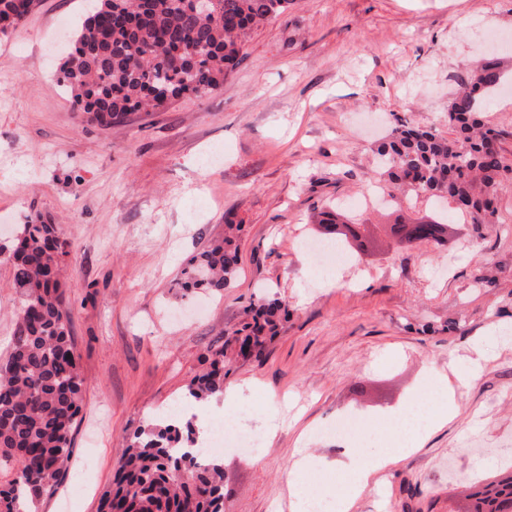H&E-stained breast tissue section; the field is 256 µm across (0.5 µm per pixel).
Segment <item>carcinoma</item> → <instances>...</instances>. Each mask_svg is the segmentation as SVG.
I'll list each match as a JSON object with an SVG mask.
<instances>
[{
  "label": "carcinoma",
  "instance_id": "1",
  "mask_svg": "<svg viewBox=\"0 0 512 512\" xmlns=\"http://www.w3.org/2000/svg\"><path fill=\"white\" fill-rule=\"evenodd\" d=\"M292 0H212L209 12L193 0H97L82 21L62 63L61 81L87 115L110 127L135 110L151 112L191 94L219 89L238 60L253 27L288 10ZM37 0H0V22L21 24ZM508 81L497 60L483 62L459 81L448 105V136L398 122L377 147L381 177L430 197L462 203L475 224H497L496 192L508 161L494 147L499 131L485 121L480 104ZM324 233L362 256L365 247L353 227L330 211L320 213ZM448 224H402L401 246L423 240L441 245ZM55 224L32 219L19 225L9 259L19 295L15 329L0 362V512H36L40 499L60 483L70 456L80 410L83 379L70 334L71 312L60 291L62 257L67 254ZM239 263L229 238L194 255L182 288L224 289ZM288 307L261 299L213 351L209 366L195 376V399L224 393V349L259 357ZM194 422L156 425L124 448L113 486L100 512H224L221 464L197 461ZM473 512H512V476L470 493Z\"/></svg>",
  "mask_w": 512,
  "mask_h": 512
}]
</instances>
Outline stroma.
I'll return each instance as SVG.
<instances>
[{
    "label": "stroma",
    "instance_id": "obj_1",
    "mask_svg": "<svg viewBox=\"0 0 512 512\" xmlns=\"http://www.w3.org/2000/svg\"><path fill=\"white\" fill-rule=\"evenodd\" d=\"M88 4L38 0L0 35V245L34 217L67 243L62 290L83 378L72 459L91 462L71 510L68 473L38 512H99L128 438L185 399L225 330L264 297L289 316L262 356L228 352L224 387L242 390L229 424L282 426L258 452L222 453L224 512H300L289 473L302 452L313 463L299 481L333 512H464L469 483L511 474L471 445L512 440V180L495 224L411 191L395 209L356 200L396 120L447 134L449 98L488 55L486 38L502 37L497 52L512 57V0H292L251 31L219 90L108 128L87 123L59 82L69 43L51 40ZM482 110L512 160V89ZM330 201L375 237L352 287L300 246L320 237L314 216ZM437 216L450 224L443 248L404 250L385 232L398 217ZM230 223L240 261L229 285L177 287ZM17 306L1 255L0 361ZM440 383L454 391L453 418L424 427L419 449L366 484L340 466L344 444L319 433L352 412L371 433L360 456L386 452L381 415Z\"/></svg>",
    "mask_w": 512,
    "mask_h": 512
}]
</instances>
